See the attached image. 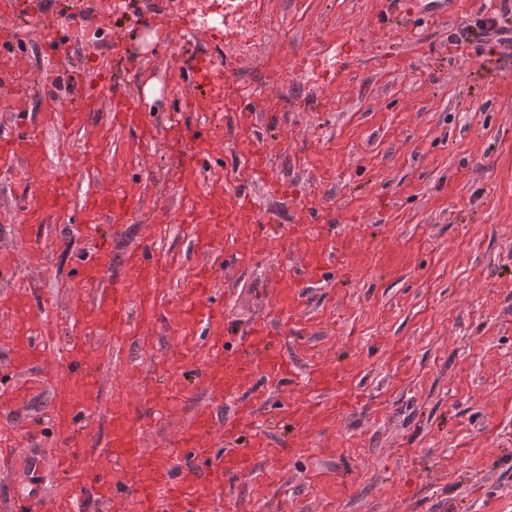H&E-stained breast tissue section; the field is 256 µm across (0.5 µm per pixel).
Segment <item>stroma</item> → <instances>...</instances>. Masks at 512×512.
<instances>
[{
	"label": "stroma",
	"mask_w": 512,
	"mask_h": 512,
	"mask_svg": "<svg viewBox=\"0 0 512 512\" xmlns=\"http://www.w3.org/2000/svg\"><path fill=\"white\" fill-rule=\"evenodd\" d=\"M500 5L456 0L444 20L418 13L414 0H260L256 35L278 50L256 62L220 39H186L179 22L198 20L202 0H125L118 12L111 0H31L22 18L0 0V28L15 48L0 70V127L29 113L43 144L32 164L0 161V512H47L84 492L76 472L53 467L61 446L49 409L65 384L64 350L84 332L71 308L76 260L94 253L97 232L79 208L86 193L114 190L141 203L112 240L107 281L127 287L139 311L125 258L142 237L157 241L168 269L154 287L153 323L93 347L102 391L89 450L103 447L113 403L128 402L146 447L170 466L201 409L219 418L209 441L223 453L221 420L234 404L205 383V332H240L264 315L298 368L281 399L317 397L305 373L314 362L342 368L362 398L298 431L259 408L252 433L265 450L222 512H512V58L492 44L449 41L459 23ZM116 39L127 52L119 69ZM199 56L212 59L215 85L230 58L262 90L259 108L276 119L258 145L283 191L246 170L235 106L194 90L189 63ZM100 70L111 83L98 111L64 122V110L80 108V79ZM151 82L159 94L149 99ZM116 87L139 97L149 143L107 119ZM184 98L196 103L187 127L209 141L196 179L170 154L174 104ZM64 171L70 210L23 223L25 206ZM229 190L249 193L259 220L293 240L306 233L300 209L325 210L321 245L336 252L353 243L348 280L296 294L285 281L289 254L273 244L248 265L215 268L207 298L226 324L186 317L204 258L183 214ZM276 301L294 305V323L277 317ZM24 324L43 336L44 354L18 372L10 356ZM159 387L178 399L156 398Z\"/></svg>",
	"instance_id": "obj_1"
}]
</instances>
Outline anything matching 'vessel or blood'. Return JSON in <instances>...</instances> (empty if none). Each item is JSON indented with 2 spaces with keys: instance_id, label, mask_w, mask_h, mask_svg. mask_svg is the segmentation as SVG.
<instances>
[{
  "instance_id": "obj_1",
  "label": "vessel or blood",
  "mask_w": 512,
  "mask_h": 512,
  "mask_svg": "<svg viewBox=\"0 0 512 512\" xmlns=\"http://www.w3.org/2000/svg\"><path fill=\"white\" fill-rule=\"evenodd\" d=\"M111 110L118 126L139 127L142 137H150L151 128L145 113L140 112L139 103L133 97L115 96ZM42 146L22 130L0 135V158L9 160L38 158ZM72 182L68 176H60L49 194L35 199L24 209L25 222L37 224L46 214L67 209L71 202ZM135 197L116 191L92 192L85 196L82 209L89 216L103 219L104 223L120 226L136 210ZM205 219L187 215L185 223L191 224L194 239L203 255H210L215 243L214 232L225 233L247 226L253 230V248L237 252L234 260L238 265L249 264L261 253L275 228L270 224L257 223L255 209L249 199L237 201L210 198L206 205ZM300 256L298 264L288 269V285L305 288L324 281L329 274L333 256L327 253L316 240L303 237L297 241ZM142 287L140 307L141 322H151L156 312V299L152 286L163 276L166 264L154 243L146 242L132 250L127 259ZM112 264V249L104 247L77 268L81 284L92 286L93 291L78 296L73 308L82 322L97 328L100 335L129 325V294L127 289L104 286V272ZM209 285L196 279L188 293L184 312L190 317H202L214 322L218 314L212 305L203 301ZM95 338H78L66 350V387L55 396L52 421L61 439L59 455L63 469L80 468L83 478L94 491L98 500L107 503L111 512H124L127 504H134L136 512H213L222 501L224 490L231 477L247 470L262 444L248 440L247 434L253 426L255 409L237 405L232 418L224 422V454L212 455L207 437L215 419L210 411L200 410L179 435L178 444L193 463L179 475H171L162 465L161 455L147 451L139 431L134 409L124 403H115L108 413L109 434L99 455H77L76 450L86 441L84 428L87 413L101 394V378L89 363L90 350ZM209 349L213 363L206 373L205 381L210 388L225 396H234L251 387L256 377L262 376L272 383L294 378L296 369L276 349L271 338V325L266 319L256 320L245 336L233 343L211 340ZM310 373L324 401L323 406H291L285 414L295 426L316 415L319 409L344 413L355 400L353 392L344 388L346 377L334 365L314 364ZM131 472L133 484L118 481L115 470Z\"/></svg>"
}]
</instances>
